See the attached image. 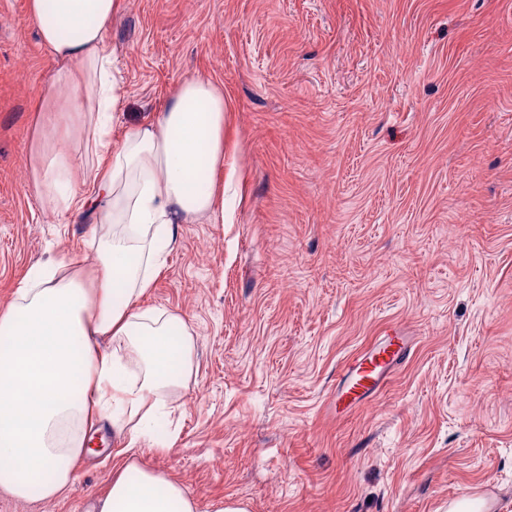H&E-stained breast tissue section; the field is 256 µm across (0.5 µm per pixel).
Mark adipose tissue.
<instances>
[{"mask_svg": "<svg viewBox=\"0 0 512 512\" xmlns=\"http://www.w3.org/2000/svg\"><path fill=\"white\" fill-rule=\"evenodd\" d=\"M40 40L59 68L32 146L47 205L108 224L94 266L30 270L0 311V490L17 500L65 497L87 432L130 421L131 441L153 433L171 391L192 373L194 337L181 315L145 308L174 227L224 209V91L210 77L177 83L156 118L112 142L121 85L107 30L120 0H30ZM83 137L93 167L64 148ZM204 184H197L198 169ZM112 343L99 350L96 338ZM99 512H196L185 488L122 463Z\"/></svg>", "mask_w": 512, "mask_h": 512, "instance_id": "obj_1", "label": "adipose tissue"}]
</instances>
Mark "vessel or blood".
I'll list each match as a JSON object with an SVG mask.
<instances>
[{
    "label": "vessel or blood",
    "mask_w": 512,
    "mask_h": 512,
    "mask_svg": "<svg viewBox=\"0 0 512 512\" xmlns=\"http://www.w3.org/2000/svg\"><path fill=\"white\" fill-rule=\"evenodd\" d=\"M410 342V337L402 333L383 337L372 350L344 368L337 399L359 404L377 394L393 368L405 357Z\"/></svg>",
    "instance_id": "b4317fda"
}]
</instances>
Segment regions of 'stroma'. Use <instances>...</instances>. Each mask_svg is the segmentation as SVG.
<instances>
[{
    "mask_svg": "<svg viewBox=\"0 0 512 512\" xmlns=\"http://www.w3.org/2000/svg\"><path fill=\"white\" fill-rule=\"evenodd\" d=\"M107 40L113 140L182 79L224 87V216L176 225L143 300L191 328L193 373L165 449L110 434L64 499L0 512H92L128 457L197 512H512V0H122ZM55 69L0 0V308L33 266L97 260L31 177ZM391 327L405 362L337 403Z\"/></svg>",
    "mask_w": 512,
    "mask_h": 512,
    "instance_id": "stroma-1",
    "label": "stroma"
}]
</instances>
